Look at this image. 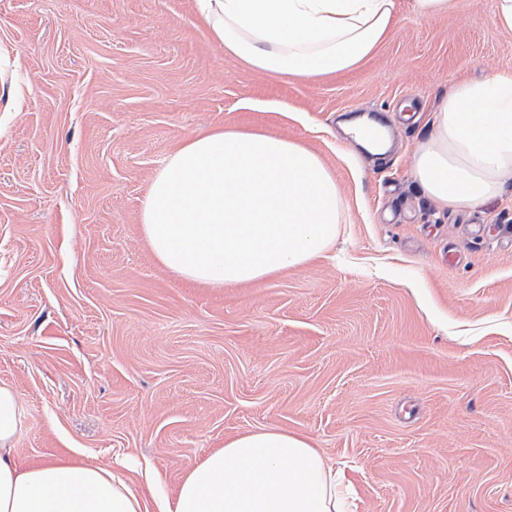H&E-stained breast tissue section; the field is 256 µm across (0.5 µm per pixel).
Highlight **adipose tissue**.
<instances>
[{"instance_id":"1","label":"adipose tissue","mask_w":512,"mask_h":512,"mask_svg":"<svg viewBox=\"0 0 512 512\" xmlns=\"http://www.w3.org/2000/svg\"><path fill=\"white\" fill-rule=\"evenodd\" d=\"M212 39L271 76L351 68L391 28L397 0H198ZM410 174L439 207L479 208L512 185V70L461 82L436 104ZM344 202L319 155L279 135L198 134L155 174L142 232L156 260L211 288L260 282L323 258ZM25 408L0 382V512H346L349 486L307 437L258 429L225 440L173 493L146 495L114 472L54 458L20 463Z\"/></svg>"}]
</instances>
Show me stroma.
<instances>
[{
    "label": "stroma",
    "mask_w": 512,
    "mask_h": 512,
    "mask_svg": "<svg viewBox=\"0 0 512 512\" xmlns=\"http://www.w3.org/2000/svg\"><path fill=\"white\" fill-rule=\"evenodd\" d=\"M512 68L490 0L424 19L398 0L357 66L271 77L225 54L196 0H0V382L16 455L174 490L227 438L305 435L355 512H512V193L442 209L410 176L437 100ZM415 119H408V112ZM367 114L374 159L339 128ZM296 140L346 208L322 259L191 287L154 258L141 203L218 128Z\"/></svg>",
    "instance_id": "obj_1"
}]
</instances>
